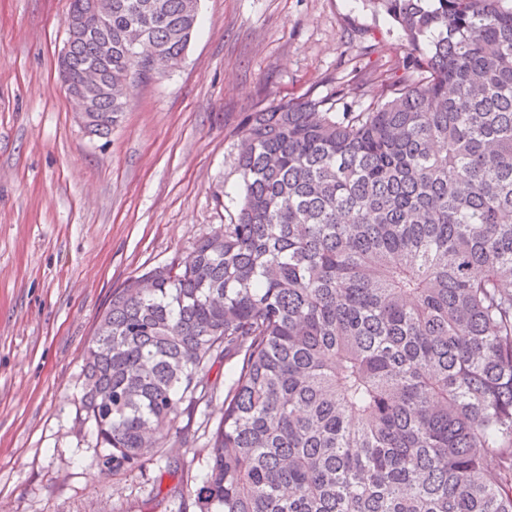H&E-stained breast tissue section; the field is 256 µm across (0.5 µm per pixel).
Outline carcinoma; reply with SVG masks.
Returning <instances> with one entry per match:
<instances>
[{"label":"carcinoma","mask_w":512,"mask_h":512,"mask_svg":"<svg viewBox=\"0 0 512 512\" xmlns=\"http://www.w3.org/2000/svg\"><path fill=\"white\" fill-rule=\"evenodd\" d=\"M88 2L58 71L106 136L123 85L184 52L198 0H112L104 21ZM366 3L413 47L403 73L360 112L247 113L234 223L113 289L84 357L114 473L169 460L236 359L200 423L199 512H512V0Z\"/></svg>","instance_id":"obj_1"}]
</instances>
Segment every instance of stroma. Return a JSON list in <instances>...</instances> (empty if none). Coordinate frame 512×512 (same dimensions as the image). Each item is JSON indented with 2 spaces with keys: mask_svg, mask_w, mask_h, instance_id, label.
I'll use <instances>...</instances> for the list:
<instances>
[{
  "mask_svg": "<svg viewBox=\"0 0 512 512\" xmlns=\"http://www.w3.org/2000/svg\"><path fill=\"white\" fill-rule=\"evenodd\" d=\"M70 0H0V512H198L195 447L112 473L78 410L113 288L233 219L235 129L283 99L366 108L412 48L363 0H200L177 68L90 135L58 79Z\"/></svg>",
  "mask_w": 512,
  "mask_h": 512,
  "instance_id": "35a3bbf8",
  "label": "stroma"
}]
</instances>
